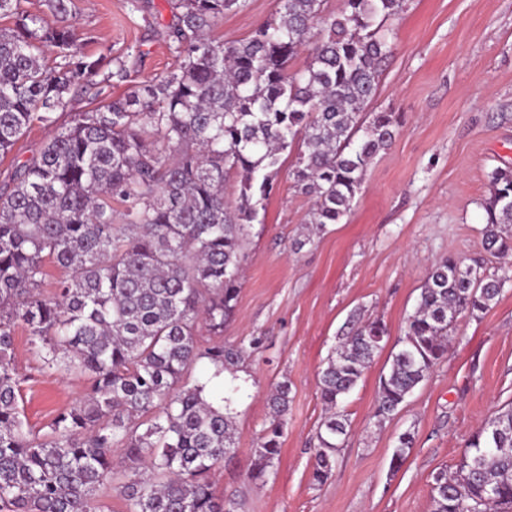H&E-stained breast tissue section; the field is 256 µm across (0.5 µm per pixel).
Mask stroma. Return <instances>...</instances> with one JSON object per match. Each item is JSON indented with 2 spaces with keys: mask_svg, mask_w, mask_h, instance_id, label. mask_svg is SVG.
I'll return each instance as SVG.
<instances>
[{
  "mask_svg": "<svg viewBox=\"0 0 512 512\" xmlns=\"http://www.w3.org/2000/svg\"><path fill=\"white\" fill-rule=\"evenodd\" d=\"M145 5V12L131 14L125 0H74L77 49L122 56L138 82L165 75L177 64L169 37L172 2ZM279 7V0H250L245 10L226 13L213 35L248 39ZM391 42L371 108L400 113L403 123L369 166L347 221L309 236L312 200L293 188L295 156L286 153L244 244V276L224 341L245 344L261 336L265 342L238 369L236 456L214 483L217 494L236 498L243 512H431L435 473L455 470L470 435L491 415L512 409L509 283L486 313L459 319L447 356L381 423L375 418L379 377L390 362L388 351L376 356L344 402L348 434L331 476L320 486L311 482L325 416L319 373L351 318L382 320L394 345L434 260L461 255L496 275L512 266V256H490L480 234L489 176L512 165V0H409ZM98 100L76 94L56 126L29 128L0 159V192L56 127ZM14 362L25 377L21 405L33 428L85 393L77 376L37 371L21 328ZM283 380L290 402L280 459L264 480L254 481L251 452L269 420L270 393ZM406 431L413 447L402 467L391 470Z\"/></svg>",
  "mask_w": 512,
  "mask_h": 512,
  "instance_id": "stroma-1",
  "label": "stroma"
}]
</instances>
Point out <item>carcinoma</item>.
Listing matches in <instances>:
<instances>
[{
	"label": "carcinoma",
	"mask_w": 512,
	"mask_h": 512,
	"mask_svg": "<svg viewBox=\"0 0 512 512\" xmlns=\"http://www.w3.org/2000/svg\"><path fill=\"white\" fill-rule=\"evenodd\" d=\"M249 0H175L177 68L136 83L121 58L74 50L72 0H43L48 25L0 0V155L35 122L50 126L72 92L99 82L127 86L122 98L78 112L0 193V512H110L99 494L117 480L128 512H241L214 491L212 473L235 450L236 375L249 347L202 343L200 324L220 336L234 311L248 226L273 190L282 154L296 151L293 187L312 198L311 233L340 224L375 156L402 127L396 112H366L392 53L386 23L408 0H281L277 15L242 41L214 28ZM310 49L305 66L290 61ZM50 53L60 58L46 63ZM238 177L235 200L226 198ZM484 248L512 252V166L490 174L482 202ZM63 275L48 282V267ZM507 278L446 256L431 266L399 348L379 377L376 417L394 415L448 351L461 315L491 308ZM28 331L38 368L79 375L84 397L33 430L19 405L16 328ZM388 335L380 320L353 322L319 378L327 416L311 470L326 482L347 435L346 396ZM205 363L232 384L214 405L185 376ZM288 381L274 386L272 416L252 452L262 480L281 452ZM414 437H398L391 468ZM432 512H512V410L471 435L457 469L439 471Z\"/></svg>",
	"instance_id": "1"
}]
</instances>
